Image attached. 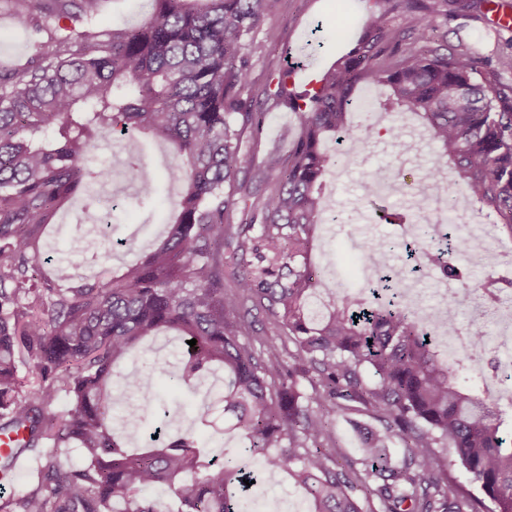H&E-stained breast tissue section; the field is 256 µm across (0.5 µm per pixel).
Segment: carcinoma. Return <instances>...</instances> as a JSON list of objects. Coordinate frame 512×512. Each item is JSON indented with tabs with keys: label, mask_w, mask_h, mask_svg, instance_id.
<instances>
[{
	"label": "carcinoma",
	"mask_w": 512,
	"mask_h": 512,
	"mask_svg": "<svg viewBox=\"0 0 512 512\" xmlns=\"http://www.w3.org/2000/svg\"><path fill=\"white\" fill-rule=\"evenodd\" d=\"M151 2L136 27L104 40L56 35L52 52L0 70V434L23 435L16 454L44 448L32 487L1 501L0 512H159L148 491L160 485L178 512H239L255 479L239 457H208L191 432L129 449L157 368H118L163 330L181 337L179 380L224 368V431L242 437L255 467L284 472L313 512H512V445L502 436L512 410L461 385L469 359L442 360L400 303L379 301L376 288L321 301L311 268L323 177L336 165L326 142L378 134L351 121L360 83L389 89L381 111L420 115L449 157L454 184L512 232V78L504 77L512 54L491 68L431 35L436 17L471 14L484 0H374L362 36L318 88L296 96L289 72L279 75L301 132L288 156L272 155L261 168L247 144L264 113L251 111L243 92L251 81L246 51L268 0ZM99 4L0 0V9L21 24L46 10L90 25ZM394 12L406 15L405 26L391 25ZM114 132H151L173 146L180 161L167 179L183 187L177 216L157 247L118 276L76 283L72 260L46 273L44 230L90 183H110L115 201L130 182H140L143 200L156 192L133 157L122 180L94 164ZM428 201L421 183L411 210L382 206L380 219L404 229L415 224L410 211ZM422 258L443 278L474 287L478 302L463 335L481 354L484 324L512 295V278L498 276L494 260L475 283L449 252L427 249ZM253 311L293 343L288 357L274 344L257 350ZM61 390L70 403L54 414ZM346 401L381 427L359 462L342 465L319 440ZM392 442L403 445L399 463L387 453ZM70 444L82 464L61 462L57 449ZM438 448L485 498L464 491Z\"/></svg>",
	"instance_id": "carcinoma-1"
}]
</instances>
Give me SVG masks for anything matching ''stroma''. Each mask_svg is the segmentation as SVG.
I'll return each mask as SVG.
<instances>
[{"instance_id": "stroma-1", "label": "stroma", "mask_w": 512, "mask_h": 512, "mask_svg": "<svg viewBox=\"0 0 512 512\" xmlns=\"http://www.w3.org/2000/svg\"><path fill=\"white\" fill-rule=\"evenodd\" d=\"M272 7L265 20L266 26L276 29L282 40L270 44L264 34H257L251 49L252 84L245 91L254 111L264 113L262 134L251 149L256 161H264L271 153L287 154L291 142L300 133L297 112L277 96L278 77L290 71V90L306 89L312 78L326 71L346 51L354 47L358 29H350L347 36H337L336 0H271ZM151 11L149 0H101L93 31L108 33L139 25ZM512 12V0H492L482 6L478 16H457L449 21H438L435 37L446 38L449 44L464 43L487 59L512 50V29L495 25L496 13ZM38 31L19 27L7 10H0V68L10 66V54L23 48L25 56L51 51L48 35L57 31L56 17L41 14L36 18ZM356 123H373L381 128L399 129V137L354 142L350 156L341 161L333 173L324 178L325 207L334 219L322 225L315 241L312 260L318 272L330 278L338 288L359 290L365 288L371 277L370 262L363 247L375 249L387 273L393 274L412 266L413 261L401 239V229L393 224L377 222V205L391 208L408 207L411 186L431 179L441 187H449L452 177L448 171L432 173V162L438 152L426 132L406 112H355ZM137 157L146 179L154 182L157 192L152 199L139 201L137 186H130L127 199L111 201L104 184L91 185L90 192L99 201L100 212L106 213L111 223L110 241L96 239L90 226L84 225L83 198H75L59 211L54 227L43 236L44 257L52 260L71 256L72 241L84 236L93 239L95 259H88L75 267L82 278H105L132 262L135 256L150 252L162 238L165 221L175 210L177 186L171 185L166 169L174 160L172 147L155 137L113 136L100 146L101 161L110 166L113 174H120L128 157ZM388 177L390 187L383 200L367 197L366 185L370 175ZM134 238L136 249H111V242ZM414 287L422 306L437 307L447 301L459 324H467L464 306L458 300L459 284L444 281L439 271L423 266L417 271ZM180 339L176 332H163L145 340L138 353L127 358L122 371H131L151 363L163 368V375L155 380L157 402L145 408L144 425L154 429L158 406L169 410L170 430H194L205 452L211 456L237 454L243 446L232 433H221L203 427L199 415L208 402V390L219 389L224 379L222 368H213L203 383L175 384L169 375L176 370ZM375 424L359 403L349 405L346 416L338 418L333 426L329 448L338 461L356 460L361 456L362 438Z\"/></svg>"}]
</instances>
